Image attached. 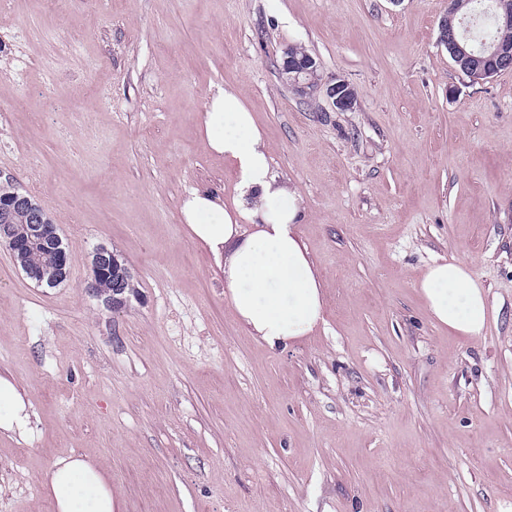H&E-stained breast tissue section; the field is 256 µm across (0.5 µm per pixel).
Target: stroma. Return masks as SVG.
<instances>
[{"mask_svg": "<svg viewBox=\"0 0 512 512\" xmlns=\"http://www.w3.org/2000/svg\"><path fill=\"white\" fill-rule=\"evenodd\" d=\"M451 0H11L0 12V172L55 224L69 279L0 248V512H53L59 460L99 465L123 512H512V70L473 82L438 42ZM304 47L356 107L279 76ZM236 89L326 294L316 333L272 350L240 324L182 198L231 202L204 99ZM136 289L87 288L99 246ZM468 262L489 299L468 341L414 281ZM25 406L16 387L0 379V428L22 431L27 424Z\"/></svg>", "mask_w": 512, "mask_h": 512, "instance_id": "obj_1", "label": "stroma"}]
</instances>
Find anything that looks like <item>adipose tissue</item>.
<instances>
[{"mask_svg":"<svg viewBox=\"0 0 512 512\" xmlns=\"http://www.w3.org/2000/svg\"><path fill=\"white\" fill-rule=\"evenodd\" d=\"M200 132L209 151L235 170L236 196L226 205L189 191L180 206L183 223L222 269L234 313L251 336L272 349L312 336L325 321V296L299 237V192L273 173L262 132L234 89L204 102ZM416 287L434 323L468 340L483 336L488 295L466 262H436ZM46 492L55 512H121L111 484L79 457L55 463Z\"/></svg>","mask_w":512,"mask_h":512,"instance_id":"obj_1","label":"adipose tissue"}]
</instances>
